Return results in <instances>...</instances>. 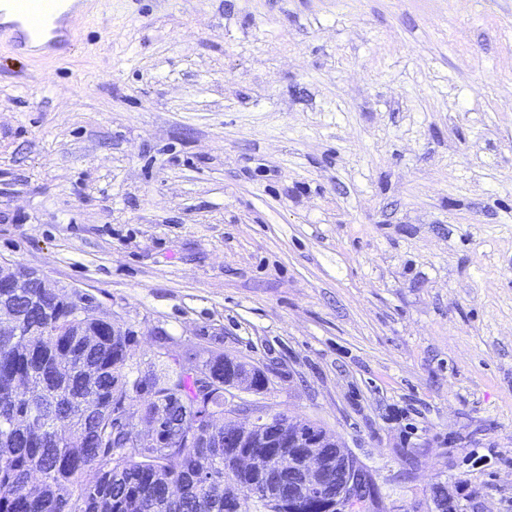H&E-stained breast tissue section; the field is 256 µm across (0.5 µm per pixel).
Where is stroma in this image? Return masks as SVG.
<instances>
[{
	"mask_svg": "<svg viewBox=\"0 0 512 512\" xmlns=\"http://www.w3.org/2000/svg\"><path fill=\"white\" fill-rule=\"evenodd\" d=\"M1 260L134 360L259 367L233 404L406 512H512V0H112L64 62L0 53Z\"/></svg>",
	"mask_w": 512,
	"mask_h": 512,
	"instance_id": "35a3bbf8",
	"label": "stroma"
}]
</instances>
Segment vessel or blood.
<instances>
[{"label":"vessel or blood","mask_w":512,"mask_h":512,"mask_svg":"<svg viewBox=\"0 0 512 512\" xmlns=\"http://www.w3.org/2000/svg\"><path fill=\"white\" fill-rule=\"evenodd\" d=\"M89 0H0V38L17 50L44 42L46 49L69 52L79 38L80 14Z\"/></svg>","instance_id":"obj_1"}]
</instances>
